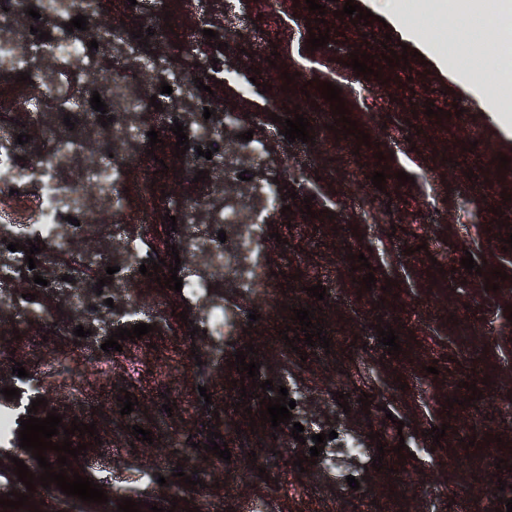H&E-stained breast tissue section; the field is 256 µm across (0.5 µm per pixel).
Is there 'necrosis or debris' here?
Wrapping results in <instances>:
<instances>
[{
  "label": "necrosis or debris",
  "instance_id": "1",
  "mask_svg": "<svg viewBox=\"0 0 512 512\" xmlns=\"http://www.w3.org/2000/svg\"><path fill=\"white\" fill-rule=\"evenodd\" d=\"M78 15L95 26L97 48H90L87 32L67 31ZM483 25L493 38L471 45L467 53L495 58L491 88L505 91L504 102L511 106L512 19L491 11ZM182 52L180 60L151 53L116 24L102 0H0V310L10 312L13 328L37 326L20 349L28 360L46 359L45 337H56L62 351L76 326L96 333L105 319L136 320L149 308L155 329L172 349L169 368L184 367L192 350L188 331L167 317L164 306H146L131 289L141 264L164 258L171 245L179 251L183 281L177 300L206 332L212 353H221L239 323L224 303L213 300L218 281L233 276L248 293L259 294L266 310L276 307L275 289L257 280L252 262L264 239V219L219 203L225 179L236 174L224 161V129L238 115L204 117L214 101L198 90L191 64L196 54L214 56L218 49L194 38L183 43ZM24 72L29 80H21ZM164 83L171 93H161ZM95 93L113 117L108 125L99 123L90 105ZM155 102L162 115L183 125L190 144L186 154L167 153L159 161L148 155L149 126L142 115ZM22 133L30 140L21 145L16 137ZM206 149L212 157H203ZM163 165L168 173H160ZM201 171L209 179L194 196L173 189L162 195L163 186L172 188ZM242 223L247 231L232 244L219 241V231ZM32 240L39 252L31 267L23 247ZM11 242L19 251L8 250ZM109 266L114 274L104 288H96L87 271ZM44 274L47 285L34 283V276ZM49 292L61 300L64 320L46 304ZM95 292L101 300L87 306L84 294ZM111 298L122 300V307H108ZM71 361L74 369L66 379H41L40 396L55 407L86 398L94 411L107 415L114 370L131 375L139 364L132 351L120 362L108 353H76Z\"/></svg>",
  "mask_w": 512,
  "mask_h": 512
}]
</instances>
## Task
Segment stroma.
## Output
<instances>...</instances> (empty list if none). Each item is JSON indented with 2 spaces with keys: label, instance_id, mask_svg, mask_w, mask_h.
Masks as SVG:
<instances>
[{
  "label": "stroma",
  "instance_id": "obj_1",
  "mask_svg": "<svg viewBox=\"0 0 512 512\" xmlns=\"http://www.w3.org/2000/svg\"><path fill=\"white\" fill-rule=\"evenodd\" d=\"M331 16L327 23L312 22L305 0H164L176 34L195 29L223 28L225 68L259 69L270 89L266 104L257 108L224 91V106L240 119L224 131V159L241 170L253 160L240 148L239 136L252 132L265 141L272 159L288 164L285 180L295 191L291 216L274 214L267 233L280 234L263 260L269 271L268 287L287 285L280 309L253 322L251 334H237L222 358L189 362L170 376L167 385H151L138 392L131 414L113 413L111 420L93 421L82 413L83 423H95L98 438H87L84 456L72 467L80 476L105 489V504H88L63 494L58 488H37L34 500L41 512H117L121 499L144 500L140 512L150 507L164 512H192L199 495L223 503L225 512H236L241 500L275 490L292 481L313 486L335 512H355L362 500L373 501L372 512H496L501 500L512 498V415L503 408L512 400V248L503 238L512 228L497 226L494 208L512 218V132H504L484 110L482 87L465 89L451 82L447 70L434 60L410 58L408 66H388L384 49L400 50L408 37L399 30H385L381 22L351 24L335 18L345 0H318ZM326 32L330 41L310 49V34ZM373 50L368 62L373 73L357 76L346 62L351 53ZM294 74L285 82L284 73ZM330 82L341 90L349 119L369 133V143L358 146L355 136H335V117L320 91L304 93L311 80ZM444 114L427 116V104ZM462 115H452L453 107ZM298 108L313 122L314 143L288 142L274 116ZM509 164L499 170L498 157ZM389 167L392 176L384 189L370 177ZM406 172L410 183L399 184L397 172ZM510 201H503V194ZM323 211V222L302 215L303 208ZM365 254L374 267L376 283L360 291L365 269H353L352 255ZM475 265L507 272L497 291L487 290L485 277L461 266L465 254ZM322 284L329 296L324 309L325 329L340 332L329 348H317L301 359L283 340L280 331L291 323L290 310L315 305L310 288ZM391 291H384V284ZM391 324L399 333L402 351L392 356L379 344L376 321ZM262 356L257 382L272 380L270 397L278 387L303 398L292 414L311 424L366 438L365 457L340 454L336 479L321 480L322 465L298 469L296 458L309 454L308 446L287 436H273L268 423L249 424L235 413L241 434L224 435L231 452L226 475H216L205 461L207 426L214 423V405L239 389L223 392L227 380L237 378L227 364L247 345ZM437 373H428V366ZM470 380L482 391L475 406H463ZM212 396L201 404L195 418H185L181 402L199 401L201 392ZM348 394L347 408H340L336 393ZM371 395V414L360 413L359 397ZM457 398L446 408L447 398ZM173 401L165 412L164 401ZM151 430L152 442L135 440L130 428ZM448 426L440 441L431 428ZM379 441H372L370 433ZM195 436L191 452L202 491L186 490V505L173 506L172 488L159 485L171 477L175 464L162 460L173 434ZM405 443L408 455L398 458L393 449ZM287 448L288 464L269 467L267 478L241 480L236 467L243 448ZM382 469H374V459ZM510 469L499 472L498 459ZM359 489H351L347 476ZM234 485L233 496L219 487L220 478ZM507 489H499L498 480Z\"/></svg>",
  "mask_w": 512,
  "mask_h": 512
}]
</instances>
